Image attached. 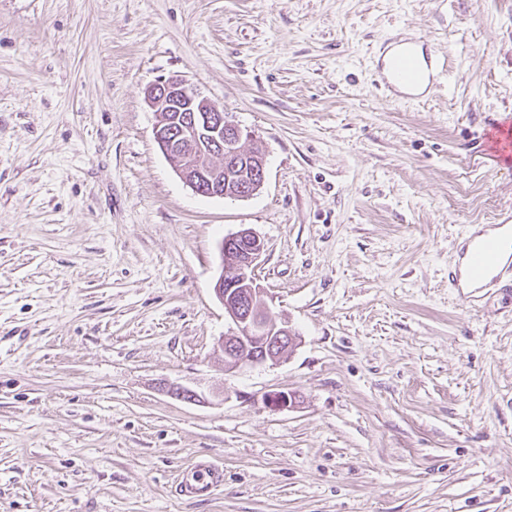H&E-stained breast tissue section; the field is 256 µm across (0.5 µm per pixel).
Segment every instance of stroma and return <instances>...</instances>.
Returning a JSON list of instances; mask_svg holds the SVG:
<instances>
[{
    "label": "stroma",
    "mask_w": 512,
    "mask_h": 512,
    "mask_svg": "<svg viewBox=\"0 0 512 512\" xmlns=\"http://www.w3.org/2000/svg\"><path fill=\"white\" fill-rule=\"evenodd\" d=\"M407 37L445 61L420 103L376 77ZM170 76L249 132L259 192L180 179ZM509 115L512 0H0V512H512V301L448 286L512 215L479 148ZM243 227L300 343L228 374ZM199 458L223 485L177 496Z\"/></svg>",
    "instance_id": "1"
}]
</instances>
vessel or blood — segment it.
<instances>
[{"instance_id":"1","label":"vessel or blood","mask_w":512,"mask_h":512,"mask_svg":"<svg viewBox=\"0 0 512 512\" xmlns=\"http://www.w3.org/2000/svg\"><path fill=\"white\" fill-rule=\"evenodd\" d=\"M398 45V51L380 56L376 67L378 80L394 100L424 98L439 74L440 59L419 39L405 38ZM482 147L492 151L500 163L511 167L512 119L490 122L483 133ZM505 281L512 283V225L491 224L485 231L463 234L449 274L461 307L474 309L478 293ZM223 481L222 467L200 460L183 474L175 492L181 497L194 498L222 485Z\"/></svg>"}]
</instances>
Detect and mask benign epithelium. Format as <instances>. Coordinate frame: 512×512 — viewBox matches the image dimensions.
<instances>
[{
	"instance_id": "benign-epithelium-1",
	"label": "benign epithelium",
	"mask_w": 512,
	"mask_h": 512,
	"mask_svg": "<svg viewBox=\"0 0 512 512\" xmlns=\"http://www.w3.org/2000/svg\"><path fill=\"white\" fill-rule=\"evenodd\" d=\"M145 101L161 114L154 127L155 141L193 191L223 197L225 186H236L235 197L244 199L255 193L254 187L263 186L265 161L242 153L246 133L198 89L170 77L148 86ZM215 156L222 158V164L212 162ZM220 250L223 264H232L236 274L234 279L220 276L214 288L229 322L227 332L218 340L224 371L279 364L299 344L300 336L261 300L264 288L255 269L265 251L264 241L251 229L242 228L224 237ZM262 401L269 408L287 410L295 407L297 396L291 391H272L265 393Z\"/></svg>"
}]
</instances>
